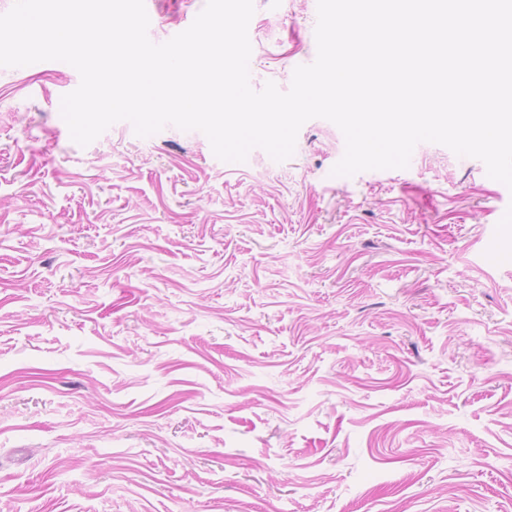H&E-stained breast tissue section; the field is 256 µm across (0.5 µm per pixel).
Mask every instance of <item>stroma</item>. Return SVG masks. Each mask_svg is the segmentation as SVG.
Returning a JSON list of instances; mask_svg holds the SVG:
<instances>
[{"mask_svg":"<svg viewBox=\"0 0 512 512\" xmlns=\"http://www.w3.org/2000/svg\"><path fill=\"white\" fill-rule=\"evenodd\" d=\"M206 0H145L148 36ZM250 84L314 62L317 0H253ZM69 64L0 67V512H512V191L342 132L217 159L88 146Z\"/></svg>","mask_w":512,"mask_h":512,"instance_id":"obj_1","label":"stroma"}]
</instances>
